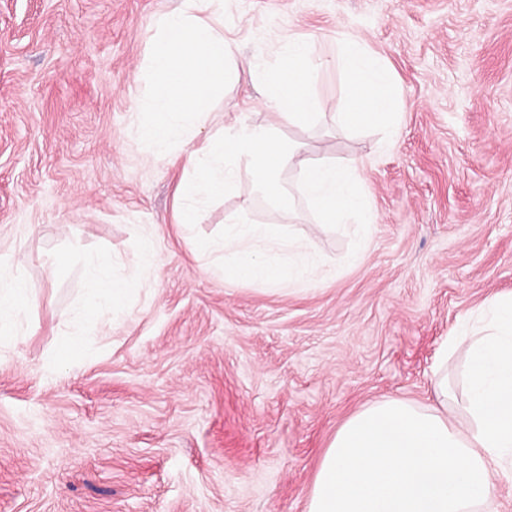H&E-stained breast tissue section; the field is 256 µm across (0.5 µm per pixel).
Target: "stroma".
<instances>
[{"label": "stroma", "instance_id": "1", "mask_svg": "<svg viewBox=\"0 0 512 512\" xmlns=\"http://www.w3.org/2000/svg\"><path fill=\"white\" fill-rule=\"evenodd\" d=\"M178 5L0 0V271L33 289L0 344V512H307L344 421L384 397L430 404L443 341L512 292V0H227L245 70L203 134L264 121L249 67L308 41L328 115L281 136L363 160L362 239L303 199L281 211L245 175L179 224L184 152L138 137L157 21ZM350 36L394 81L390 126L331 118ZM245 198L254 222L308 238L320 277L231 283L223 251H193ZM103 253V275L133 288L118 308L99 299L102 324L59 357Z\"/></svg>", "mask_w": 512, "mask_h": 512}]
</instances>
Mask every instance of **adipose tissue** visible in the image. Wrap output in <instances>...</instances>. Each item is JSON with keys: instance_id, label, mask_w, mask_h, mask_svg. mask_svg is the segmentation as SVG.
<instances>
[{"instance_id": "obj_1", "label": "adipose tissue", "mask_w": 512, "mask_h": 512, "mask_svg": "<svg viewBox=\"0 0 512 512\" xmlns=\"http://www.w3.org/2000/svg\"><path fill=\"white\" fill-rule=\"evenodd\" d=\"M272 53L276 67L251 73L266 87L271 121H238L222 137L190 149L193 177L183 194L220 197L243 174L273 189L289 169L319 224L365 213L356 189L363 160L316 158L306 143L281 139L282 126L314 124L323 104L307 90V44L291 39ZM337 61L347 86L337 125L349 132L389 125L397 102L388 70L354 40L343 41ZM251 211L246 200L225 219V279L273 288L299 283L305 236L280 224L251 223ZM31 303L25 282L0 290L1 342L12 338L13 317ZM460 352L465 363L458 391L448 379V360ZM433 393L429 407L383 398L351 415L322 454L307 512H494V480L512 476V294L460 320L441 345Z\"/></svg>"}]
</instances>
